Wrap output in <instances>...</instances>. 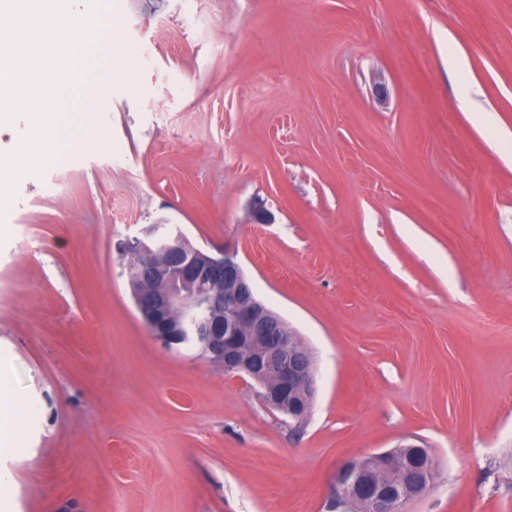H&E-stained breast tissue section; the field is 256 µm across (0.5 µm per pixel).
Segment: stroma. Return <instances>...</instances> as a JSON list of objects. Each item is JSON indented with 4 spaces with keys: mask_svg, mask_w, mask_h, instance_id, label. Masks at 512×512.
Instances as JSON below:
<instances>
[{
    "mask_svg": "<svg viewBox=\"0 0 512 512\" xmlns=\"http://www.w3.org/2000/svg\"><path fill=\"white\" fill-rule=\"evenodd\" d=\"M102 20L95 136L20 181L0 245V362L37 408L0 454L12 512H334L344 462L403 444L434 470L400 512H512V0ZM158 222L301 336L302 428L143 325L117 246Z\"/></svg>",
    "mask_w": 512,
    "mask_h": 512,
    "instance_id": "35a3bbf8",
    "label": "stroma"
}]
</instances>
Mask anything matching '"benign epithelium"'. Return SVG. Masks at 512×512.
I'll use <instances>...</instances> for the list:
<instances>
[{"mask_svg":"<svg viewBox=\"0 0 512 512\" xmlns=\"http://www.w3.org/2000/svg\"><path fill=\"white\" fill-rule=\"evenodd\" d=\"M140 257L130 289L134 306L151 336L167 348L190 344L199 355L246 375L261 388L267 406L295 427L303 425L315 398L313 364L298 334L257 297L235 255L211 254L191 246L175 225L149 224L121 250ZM406 465L402 482L389 480ZM426 449L404 445L343 464L336 474V503H354L362 512H399L406 501L431 485Z\"/></svg>","mask_w":512,"mask_h":512,"instance_id":"7a95c632","label":"benign epithelium"}]
</instances>
